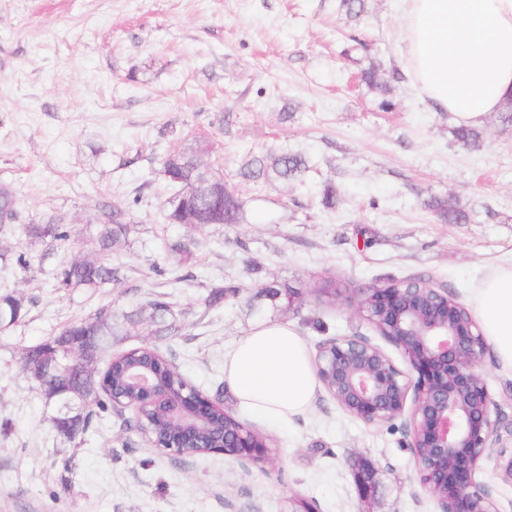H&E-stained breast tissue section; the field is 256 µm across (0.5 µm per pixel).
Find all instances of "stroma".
Returning <instances> with one entry per match:
<instances>
[{
  "label": "stroma",
  "instance_id": "1",
  "mask_svg": "<svg viewBox=\"0 0 512 512\" xmlns=\"http://www.w3.org/2000/svg\"><path fill=\"white\" fill-rule=\"evenodd\" d=\"M401 16L402 0H366L355 21L337 0H0V183L15 194L17 223L71 232L52 246L26 240L24 269L16 235L0 233V295L20 298L25 313L0 331V512H285L296 494L316 512H440L404 419L365 424L325 388L292 424L245 416L274 439L269 461L245 466L161 454L126 429L129 409L70 443L23 369L26 350L101 306L161 301L181 336L146 322L112 353L152 348L233 408L224 356L260 323L289 325L312 353L363 336L398 358L355 306L320 298L323 280L352 293L421 278L465 304L493 267L512 263V121L492 113L482 148L462 146L451 115L415 87ZM373 65L388 90L363 82ZM196 135L243 223L166 220L174 189L159 174L163 157ZM286 151L310 160L302 180L240 176L246 159ZM328 181L331 210L321 205ZM432 196L465 219L440 220L425 205ZM104 204L136 222L112 253L119 284L59 288ZM178 241L193 257L176 267ZM269 286L279 296L263 295ZM482 368L492 413L512 429V371L489 351Z\"/></svg>",
  "mask_w": 512,
  "mask_h": 512
}]
</instances>
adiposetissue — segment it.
Listing matches in <instances>:
<instances>
[{
	"mask_svg": "<svg viewBox=\"0 0 512 512\" xmlns=\"http://www.w3.org/2000/svg\"><path fill=\"white\" fill-rule=\"evenodd\" d=\"M409 68L420 92L457 124L481 125L512 98V0H403ZM501 367L512 368V264L480 281L471 300ZM224 380L247 414L290 424L318 387L305 340L282 323H261L224 359Z\"/></svg>",
	"mask_w": 512,
	"mask_h": 512,
	"instance_id": "ef3b65f1",
	"label": "adipose tissue"
}]
</instances>
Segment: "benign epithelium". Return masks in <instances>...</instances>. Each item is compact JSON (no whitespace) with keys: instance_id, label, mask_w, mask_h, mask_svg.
Returning <instances> with one entry per match:
<instances>
[{"instance_id":"7a95c632","label":"benign epithelium","mask_w":512,"mask_h":512,"mask_svg":"<svg viewBox=\"0 0 512 512\" xmlns=\"http://www.w3.org/2000/svg\"><path fill=\"white\" fill-rule=\"evenodd\" d=\"M351 303L399 351L407 369L369 340L345 336L319 347L318 378L346 412L367 425L408 416L416 467L441 512H498L488 489L475 481L501 435L482 370L485 339L469 310L447 289L421 279L368 288ZM127 388L140 394L142 404L167 406L179 419L178 429L160 435L135 414L140 435L162 453L204 445L241 461L270 459L266 441L245 425L231 424L234 416L220 398L196 393L175 399L154 370L140 368L112 386V405L128 407L122 400ZM219 414L221 434L213 427Z\"/></svg>"}]
</instances>
